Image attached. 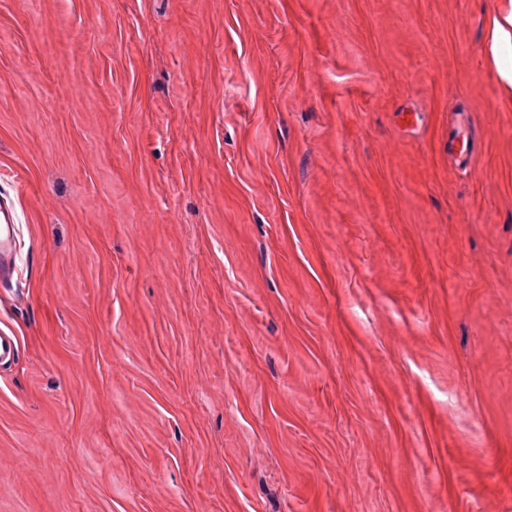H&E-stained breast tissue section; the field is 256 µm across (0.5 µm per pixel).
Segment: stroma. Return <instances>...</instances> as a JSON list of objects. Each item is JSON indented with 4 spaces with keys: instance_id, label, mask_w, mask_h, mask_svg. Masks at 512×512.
I'll use <instances>...</instances> for the list:
<instances>
[{
    "instance_id": "35a3bbf8",
    "label": "stroma",
    "mask_w": 512,
    "mask_h": 512,
    "mask_svg": "<svg viewBox=\"0 0 512 512\" xmlns=\"http://www.w3.org/2000/svg\"><path fill=\"white\" fill-rule=\"evenodd\" d=\"M497 4L0 0V512H512ZM0 215L1 219L3 218V222L0 221V275H2L5 260L14 257L15 241L12 211L1 207ZM5 229H7L6 234Z\"/></svg>"
}]
</instances>
